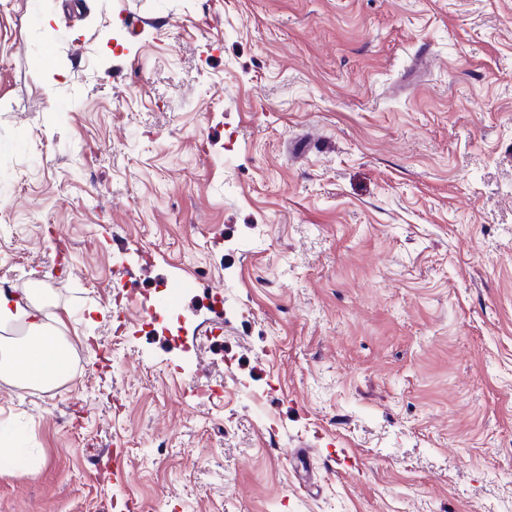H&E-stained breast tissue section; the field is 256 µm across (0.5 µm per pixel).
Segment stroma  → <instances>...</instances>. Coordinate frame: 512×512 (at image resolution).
<instances>
[{
    "instance_id": "35a3bbf8",
    "label": "stroma",
    "mask_w": 512,
    "mask_h": 512,
    "mask_svg": "<svg viewBox=\"0 0 512 512\" xmlns=\"http://www.w3.org/2000/svg\"><path fill=\"white\" fill-rule=\"evenodd\" d=\"M36 282L0 512H512V0H0ZM23 297L13 288L0 287V329L23 321L26 334L2 345L0 342V378L16 384L57 387L68 375L71 345L48 321L38 301L41 291L28 288Z\"/></svg>"
}]
</instances>
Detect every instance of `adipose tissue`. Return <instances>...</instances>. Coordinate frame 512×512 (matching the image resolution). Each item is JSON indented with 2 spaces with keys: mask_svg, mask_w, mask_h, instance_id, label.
<instances>
[{
  "mask_svg": "<svg viewBox=\"0 0 512 512\" xmlns=\"http://www.w3.org/2000/svg\"><path fill=\"white\" fill-rule=\"evenodd\" d=\"M19 321L26 325L25 336L0 344V379L57 387L68 375L70 344L49 323L38 293L0 287V328Z\"/></svg>",
  "mask_w": 512,
  "mask_h": 512,
  "instance_id": "1",
  "label": "adipose tissue"
}]
</instances>
